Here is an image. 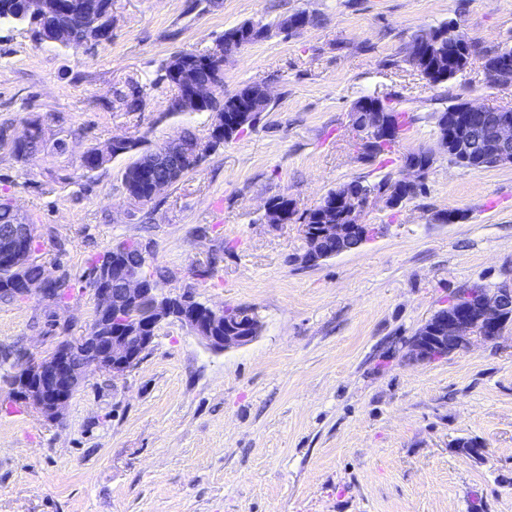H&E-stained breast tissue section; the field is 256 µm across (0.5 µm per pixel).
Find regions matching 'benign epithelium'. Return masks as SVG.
Wrapping results in <instances>:
<instances>
[{"label": "benign epithelium", "mask_w": 512, "mask_h": 512, "mask_svg": "<svg viewBox=\"0 0 512 512\" xmlns=\"http://www.w3.org/2000/svg\"><path fill=\"white\" fill-rule=\"evenodd\" d=\"M29 12L38 18L52 13L55 0H28ZM90 37L105 39L112 34V2L94 0L80 18ZM193 66L179 59L171 68L176 80L186 85L180 101L183 112H195L208 99L216 97L220 83H196L192 80ZM490 80L512 81V61L505 60L488 72ZM270 90L259 85V95L250 92L238 94L239 112L229 117L221 116L212 126L222 134L227 126L242 127L256 121L258 112L271 102ZM455 121L460 126L481 130L489 156L499 164L512 163V107L466 103L457 110ZM352 131L360 148L375 141L379 132H391L390 113L375 104L365 112L352 113ZM438 144L446 155L462 158L469 155L471 146L467 137L448 134V120L442 121ZM205 153V143H191L184 136L163 146L161 159L164 167L173 170L183 163L192 162ZM426 170L415 164L403 162L397 184L402 189L416 186ZM340 201L349 216L348 224H328L329 236L335 248L325 247L327 236L312 229L305 235L306 248L300 261L306 265L335 257L349 251L352 243L362 244L369 237L372 227L361 222L363 212L372 204L381 202L388 209H396L405 202L401 193L345 192ZM35 236V225L18 222L0 234V259L15 271H22L32 262L30 240ZM57 279L44 277L41 281L24 283L22 294L34 292L50 298L55 292ZM100 317L112 327V334L95 335L88 331L58 344L45 354L31 351L14 359L17 373L15 388L28 407L41 416L54 420L80 386L86 381L90 368L105 371L114 378L123 377L141 362L157 336L163 321L171 318L188 327L214 351L244 346L258 335L260 323L236 329L224 328V308L203 304L195 294L185 289L178 294L166 293L161 288H149L143 277L141 264L124 262L115 278L104 276L96 289ZM512 324V285L505 284L492 294L483 288L470 291L467 302L451 305L436 312L418 331L410 343V354L419 361H429L436 355H450L468 348L471 341L497 340L503 329Z\"/></svg>", "instance_id": "1"}]
</instances>
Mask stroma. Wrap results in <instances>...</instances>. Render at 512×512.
I'll return each mask as SVG.
<instances>
[{
	"label": "stroma",
	"instance_id": "1",
	"mask_svg": "<svg viewBox=\"0 0 512 512\" xmlns=\"http://www.w3.org/2000/svg\"><path fill=\"white\" fill-rule=\"evenodd\" d=\"M302 11L314 25L276 30ZM450 20L468 40L512 46V0H112L111 41L77 51L0 25V128L17 137L37 119L46 139L24 165L0 149V197L36 226L47 272L70 275L62 302L0 301V512H512V327L430 362L409 352L460 290L512 282V165L451 163L434 120L459 99L512 105V83L489 82L475 59L434 86L406 60L416 33ZM246 21L273 29L226 60L219 93L268 86L255 128L148 203L126 197L129 156L84 176L83 154L112 137L207 135L208 113L169 114L158 66ZM132 83L144 88L133 112ZM374 93L408 117L381 158L350 132L353 103ZM421 149L436 153L421 195L367 209L375 232L356 250L300 264L310 208ZM282 194L292 220L265 223L263 203ZM451 209L459 219L440 223ZM122 241L147 246L165 291L253 308L260 333L217 352L164 322L135 370L91 372L48 420L10 394L3 356L81 335L89 272ZM469 438L483 459L460 450Z\"/></svg>",
	"mask_w": 512,
	"mask_h": 512
}]
</instances>
